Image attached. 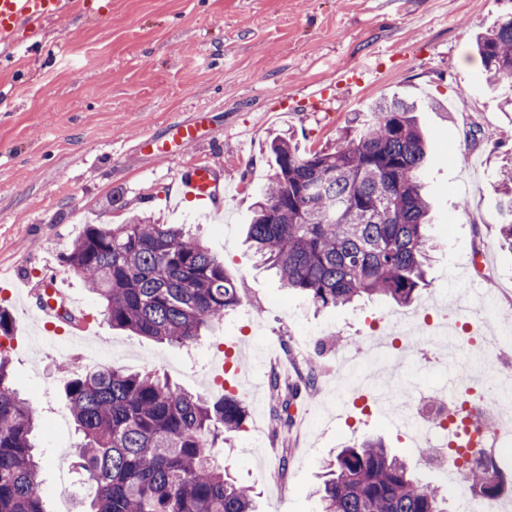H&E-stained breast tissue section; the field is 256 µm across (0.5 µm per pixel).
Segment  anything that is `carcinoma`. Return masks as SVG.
<instances>
[{
  "mask_svg": "<svg viewBox=\"0 0 512 512\" xmlns=\"http://www.w3.org/2000/svg\"><path fill=\"white\" fill-rule=\"evenodd\" d=\"M488 87L512 78V15L475 38ZM416 106L381 99L321 149L271 141L273 172L247 239L282 287L317 308L383 296L406 305L426 281L431 238L422 172L426 143ZM101 302L114 329L189 348L241 300L240 288L183 225L135 217L85 225L63 257ZM288 412L298 390L273 381ZM65 393L80 442L75 467L94 488L88 512H255L211 448L238 432L233 396L192 394L157 372L103 364L67 370ZM35 409L11 384L0 354V512H49L30 435ZM488 500L504 477L491 461L462 470ZM321 512H448L440 488L421 483L379 440L342 449L318 490Z\"/></svg>",
  "mask_w": 512,
  "mask_h": 512,
  "instance_id": "carcinoma-1",
  "label": "carcinoma"
}]
</instances>
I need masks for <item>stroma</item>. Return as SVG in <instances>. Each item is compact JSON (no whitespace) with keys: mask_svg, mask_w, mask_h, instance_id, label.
Wrapping results in <instances>:
<instances>
[{"mask_svg":"<svg viewBox=\"0 0 512 512\" xmlns=\"http://www.w3.org/2000/svg\"><path fill=\"white\" fill-rule=\"evenodd\" d=\"M56 20L23 28L15 46H0V307L15 321L9 355L12 386L40 413L33 441L42 458L40 488L50 512H80L93 492L77 485L68 502L53 491L74 469L77 436L64 393L70 360L60 340L46 341L42 323L23 317L20 280L56 274L69 302L90 322L92 336L125 348L119 367L158 372L190 392L223 397L216 377L223 360L248 372L243 429L220 445L258 512H319L313 489L339 448L382 438L424 481L442 482L449 507L467 492L462 478L409 451L407 438L379 413L336 405L331 372L336 352L365 340L373 323L453 309L475 282L494 295L495 325L512 318V250L497 226L505 203L501 169L512 168V87L489 89L474 49L476 33L512 13V0H68ZM345 68L375 70L378 81L337 85ZM325 89L313 100L312 90ZM401 96L420 107L430 158L423 174L432 201L433 241L427 284L407 306L375 297L316 308L281 288L244 243L252 206L268 182L269 141L302 148L332 143L377 98ZM203 111L212 117L208 146L154 159L137 150L146 132ZM210 163L220 204L182 199L180 180L192 163ZM185 224L223 258L241 288V304L204 332L191 350L157 344L112 328L99 301L63 263L84 222L118 224L133 215ZM311 334L305 356L318 375L301 387L285 422H277L266 366L295 379L298 336ZM396 380L436 389L432 363L391 358L380 365ZM287 465L272 482L269 465Z\"/></svg>","mask_w":512,"mask_h":512,"instance_id":"obj_1","label":"stroma"}]
</instances>
